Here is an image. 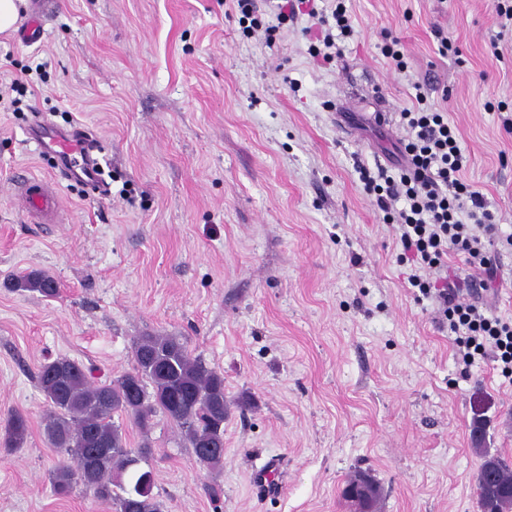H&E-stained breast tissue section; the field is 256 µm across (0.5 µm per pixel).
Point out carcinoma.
<instances>
[{
  "label": "carcinoma",
  "instance_id": "1",
  "mask_svg": "<svg viewBox=\"0 0 512 512\" xmlns=\"http://www.w3.org/2000/svg\"><path fill=\"white\" fill-rule=\"evenodd\" d=\"M15 287L43 297L58 295L48 273L33 270L16 279ZM135 365L110 382H93L80 363L57 357L41 364L38 386L51 405L44 431L48 442L67 459L49 471L53 493L64 497L80 485L86 494L110 503L116 512H164L153 494V477L136 466L153 454L149 441L127 447L125 431L112 422L121 412L143 434L161 413L180 429L194 460L214 468L224 459V373L192 356L175 336L146 335L133 340ZM29 434L26 415L5 419V448L23 447ZM476 474L481 512H512V467L484 449Z\"/></svg>",
  "mask_w": 512,
  "mask_h": 512
}]
</instances>
